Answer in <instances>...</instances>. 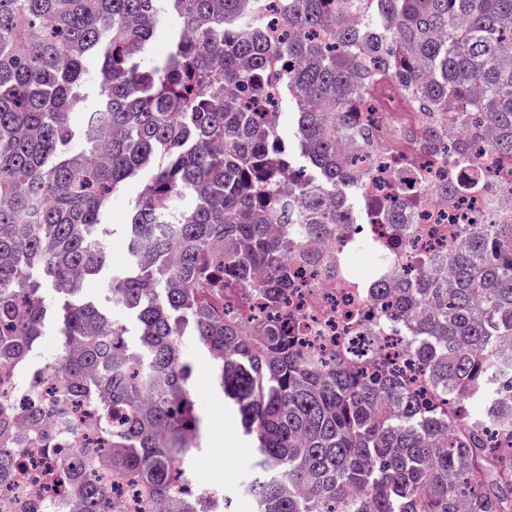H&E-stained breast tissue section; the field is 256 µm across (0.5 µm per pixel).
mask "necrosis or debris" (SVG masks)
I'll use <instances>...</instances> for the list:
<instances>
[{
    "mask_svg": "<svg viewBox=\"0 0 512 512\" xmlns=\"http://www.w3.org/2000/svg\"><path fill=\"white\" fill-rule=\"evenodd\" d=\"M482 174L479 192L439 202L427 195L410 224H387L374 219L370 224H352L337 232L335 241L327 242L329 251L339 254L360 244L371 247L374 257H387L393 271L417 269L425 256L446 252L457 237L462 224L484 223L489 214H496L500 223L512 222V195L507 188L512 176L503 175L502 164L489 149L474 151L467 166L439 164L435 157L417 156L411 168H404L395 154L382 156L367 192L383 203L391 200L392 191L404 171H412L423 186L457 183L466 170ZM291 312V333L299 342L314 347H329L351 333V320L360 317L364 329L377 336L385 357L401 356L397 337L399 325L382 319L380 306L361 288V281L352 267L328 273L322 266L295 265L293 286L288 294ZM48 406L47 424L56 431L55 443L66 448L69 456L84 455L96 435V427L83 401L70 396L67 379L55 374L51 382L38 391ZM0 404L8 406L16 433L14 446L17 463L28 474V487L21 488L14 480L0 482V512H75L70 487L59 482L47 483L41 478V466L30 450L36 447L38 433L23 425L25 416L19 374L0 367Z\"/></svg>",
    "mask_w": 512,
    "mask_h": 512,
    "instance_id": "necrosis-or-debris-1",
    "label": "necrosis or debris"
}]
</instances>
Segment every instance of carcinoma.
I'll return each mask as SVG.
<instances>
[{"label": "carcinoma", "instance_id": "cac0c4a2", "mask_svg": "<svg viewBox=\"0 0 512 512\" xmlns=\"http://www.w3.org/2000/svg\"><path fill=\"white\" fill-rule=\"evenodd\" d=\"M179 15L170 54L144 67L160 9ZM106 81L80 129L84 63ZM297 108L292 166L277 101ZM417 117L392 137L367 114ZM490 132L512 158V0H0V365L26 366L47 310L35 271L71 295L101 270L112 196L147 172L125 236L132 262L112 275L120 321L70 307L62 335L91 342L54 358L96 404L107 446L71 464L135 485L167 512H220L222 495L179 493L201 447L180 337L214 363L224 403L256 453V512H512V223L467 224L448 248L449 279L429 258L416 279L371 284L406 356L432 391L470 406L460 427L426 405L371 336L326 354L290 336L291 263L355 223L371 158L434 154L444 112ZM465 136L446 150L463 161ZM81 148L69 151L74 138ZM478 175L434 192L473 193ZM405 187L382 218L409 223ZM26 420L42 429L38 399ZM14 430L0 418V480L18 475ZM90 480L78 512H126Z\"/></svg>", "mask_w": 512, "mask_h": 512}]
</instances>
